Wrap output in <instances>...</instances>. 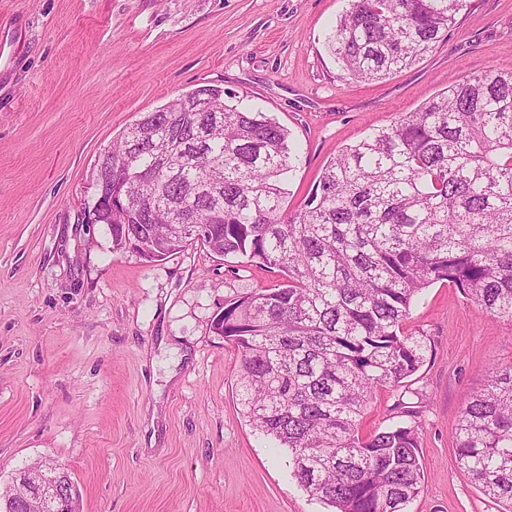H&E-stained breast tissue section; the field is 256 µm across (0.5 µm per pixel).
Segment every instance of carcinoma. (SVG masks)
<instances>
[{
	"label": "carcinoma",
	"mask_w": 512,
	"mask_h": 512,
	"mask_svg": "<svg viewBox=\"0 0 512 512\" xmlns=\"http://www.w3.org/2000/svg\"><path fill=\"white\" fill-rule=\"evenodd\" d=\"M468 2L350 0L328 47L351 77L383 79L433 52ZM232 98L202 85L127 127L99 170L112 205L97 223L115 252L198 242L277 271L274 287L224 300L213 325L240 353L245 417L290 451L309 496L336 512H405L423 489L419 427L365 434L360 420L425 361L426 338L404 328L425 288L447 281L512 322V62L342 149L292 209L290 132ZM455 458L512 504V367L465 398ZM39 469L0 492V512H38Z\"/></svg>",
	"instance_id": "carcinoma-1"
}]
</instances>
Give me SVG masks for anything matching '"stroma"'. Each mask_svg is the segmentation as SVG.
<instances>
[{
	"label": "stroma",
	"instance_id": "obj_1",
	"mask_svg": "<svg viewBox=\"0 0 512 512\" xmlns=\"http://www.w3.org/2000/svg\"><path fill=\"white\" fill-rule=\"evenodd\" d=\"M348 0H0V488L62 463L80 512H331L287 449L244 417L240 356L212 329L225 299L276 273L200 245L151 259L89 223L104 149L143 113L214 83L290 132L289 206L325 165L445 82L512 62V0H470L447 38L378 81L327 38ZM408 329L432 349L377 391L363 432L415 406L424 489L406 512H503L455 462L466 395L512 368V323L448 282Z\"/></svg>",
	"mask_w": 512,
	"mask_h": 512
}]
</instances>
